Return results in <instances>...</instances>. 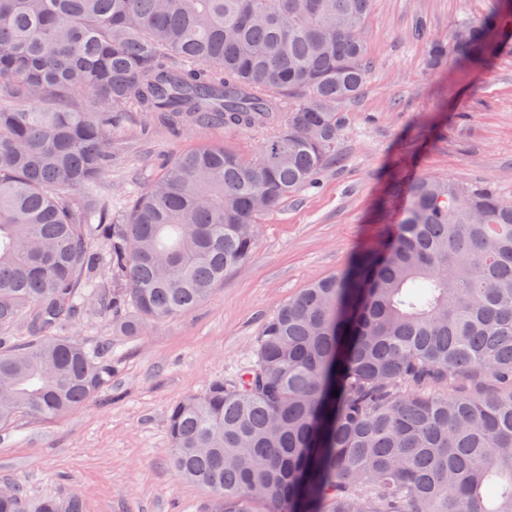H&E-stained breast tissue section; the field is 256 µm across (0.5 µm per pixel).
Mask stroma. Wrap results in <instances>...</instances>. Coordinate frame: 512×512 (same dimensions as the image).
<instances>
[{
  "label": "stroma",
  "mask_w": 512,
  "mask_h": 512,
  "mask_svg": "<svg viewBox=\"0 0 512 512\" xmlns=\"http://www.w3.org/2000/svg\"><path fill=\"white\" fill-rule=\"evenodd\" d=\"M512 0H375L364 36L367 86L340 105L337 164L321 184L257 218L251 258L192 311L139 336L116 335L111 318L83 311L68 326L91 346H111L112 379L63 417L20 416L0 430V488L20 484L33 500L80 496L84 512H204L207 492L169 464L167 411L235 377L253 359L265 320L312 280L378 247L410 201L411 185L440 178L482 184L512 200V36L490 61L428 64V41ZM423 38L413 34L417 21ZM132 116L98 194L125 214L163 159L216 144L253 157L259 130L213 127L180 135L140 133Z\"/></svg>",
  "instance_id": "1"
}]
</instances>
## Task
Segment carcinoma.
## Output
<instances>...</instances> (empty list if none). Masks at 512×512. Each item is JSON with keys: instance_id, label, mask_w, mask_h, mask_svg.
<instances>
[{"instance_id": "obj_1", "label": "carcinoma", "mask_w": 512, "mask_h": 512, "mask_svg": "<svg viewBox=\"0 0 512 512\" xmlns=\"http://www.w3.org/2000/svg\"><path fill=\"white\" fill-rule=\"evenodd\" d=\"M373 5L0 0V329L29 333L0 351V429L63 416L112 377L109 347L60 334L85 301L120 336L191 311L251 257L255 217L317 183L336 106L366 85ZM510 27L463 22L429 64L483 61ZM132 112L146 130L268 136L253 159H168L120 218L96 188ZM167 430L207 512H512V201L416 181L384 244L288 298L252 362L171 406ZM0 512L84 510L13 487Z\"/></svg>"}]
</instances>
